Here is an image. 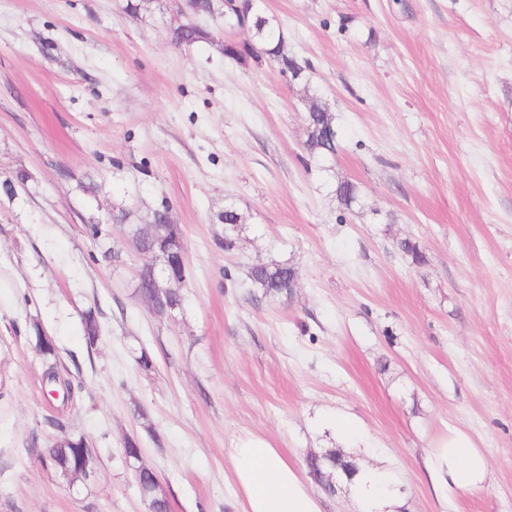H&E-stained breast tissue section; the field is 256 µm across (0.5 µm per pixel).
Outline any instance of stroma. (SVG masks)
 <instances>
[{
  "label": "stroma",
  "instance_id": "35a3bbf8",
  "mask_svg": "<svg viewBox=\"0 0 512 512\" xmlns=\"http://www.w3.org/2000/svg\"><path fill=\"white\" fill-rule=\"evenodd\" d=\"M125 4L0 0V512H146L128 436L171 512H238L227 450L250 435L300 466L384 458L404 512H512V0H258L305 84L225 58L223 19L177 48L156 0ZM311 96L335 116L326 159L303 149ZM163 203L188 277L158 317L115 219ZM228 204L247 218L231 254ZM259 260L297 269L291 298L251 299ZM35 320L68 406L44 397ZM336 413L367 450L323 426ZM452 427L491 474L449 500L424 461ZM66 434L97 452L71 486L42 463ZM336 457L341 458L340 455L336 454V451H328L324 454H316L310 453L306 458V465L308 468V473L314 480V482L321 487L319 482L323 485V487L329 492L333 491L332 489H328L324 486L323 480L324 476L327 475L326 467H330L336 469ZM345 461V460H343ZM322 488V487H321Z\"/></svg>",
  "mask_w": 512,
  "mask_h": 512
}]
</instances>
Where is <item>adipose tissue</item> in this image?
Wrapping results in <instances>:
<instances>
[{
  "instance_id": "obj_1",
  "label": "adipose tissue",
  "mask_w": 512,
  "mask_h": 512,
  "mask_svg": "<svg viewBox=\"0 0 512 512\" xmlns=\"http://www.w3.org/2000/svg\"><path fill=\"white\" fill-rule=\"evenodd\" d=\"M232 484L240 512H323L308 476L265 439L248 437L229 451ZM434 491L480 489L489 475V459L469 433L451 428L425 460ZM365 512H399L394 479L386 468L364 470L352 478Z\"/></svg>"
}]
</instances>
